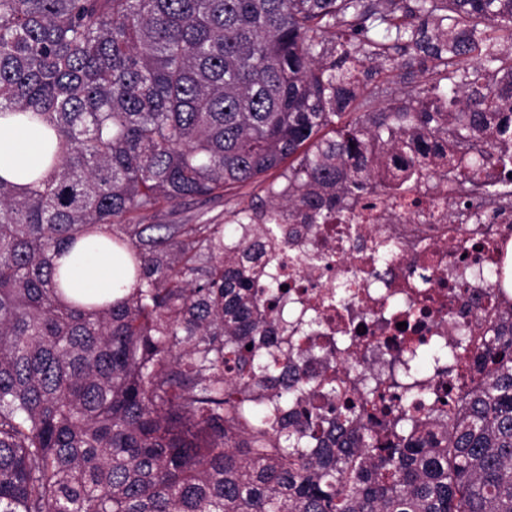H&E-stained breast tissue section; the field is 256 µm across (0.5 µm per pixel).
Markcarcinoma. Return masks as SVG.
Here are the masks:
<instances>
[{"label": "carcinoma", "instance_id": "1", "mask_svg": "<svg viewBox=\"0 0 512 512\" xmlns=\"http://www.w3.org/2000/svg\"><path fill=\"white\" fill-rule=\"evenodd\" d=\"M399 57L434 76L379 112L362 77ZM7 113L56 144L0 176V512H512V330L440 428L404 412L383 441L336 386L281 412L313 383L265 363L253 291L266 240L356 205L397 143L446 141L466 171L409 167L512 195L485 173L512 170V0H0ZM287 159L229 238L145 223ZM101 228L134 285L67 302L54 258Z\"/></svg>", "mask_w": 512, "mask_h": 512}]
</instances>
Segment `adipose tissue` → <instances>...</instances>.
<instances>
[{
    "label": "adipose tissue",
    "mask_w": 512,
    "mask_h": 512,
    "mask_svg": "<svg viewBox=\"0 0 512 512\" xmlns=\"http://www.w3.org/2000/svg\"><path fill=\"white\" fill-rule=\"evenodd\" d=\"M47 136L43 127L20 116L0 118V176L20 183L25 170L38 161ZM73 288L88 294L111 296L113 289L128 287L122 264L94 243L82 241L55 259Z\"/></svg>",
    "instance_id": "obj_1"
}]
</instances>
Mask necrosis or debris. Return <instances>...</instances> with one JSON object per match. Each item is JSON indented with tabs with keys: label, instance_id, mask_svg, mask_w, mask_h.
Returning a JSON list of instances; mask_svg holds the SVG:
<instances>
[{
	"label": "necrosis or debris",
	"instance_id": "4bbe7bcc",
	"mask_svg": "<svg viewBox=\"0 0 512 512\" xmlns=\"http://www.w3.org/2000/svg\"><path fill=\"white\" fill-rule=\"evenodd\" d=\"M456 199L447 181L424 180L346 223L299 225L287 249L268 254L263 282L287 286L277 331L311 380L353 394L371 378L398 412L423 392L475 387L484 338L512 312V294L492 280L512 258V209L474 217Z\"/></svg>",
	"mask_w": 512,
	"mask_h": 512
}]
</instances>
